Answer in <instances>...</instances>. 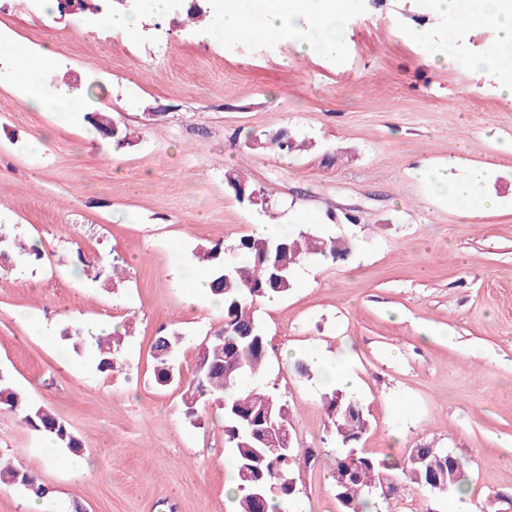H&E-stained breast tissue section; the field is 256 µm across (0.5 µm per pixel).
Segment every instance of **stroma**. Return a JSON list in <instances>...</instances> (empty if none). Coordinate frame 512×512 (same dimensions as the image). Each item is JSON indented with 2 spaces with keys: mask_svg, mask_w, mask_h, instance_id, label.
I'll list each match as a JSON object with an SVG mask.
<instances>
[{
  "mask_svg": "<svg viewBox=\"0 0 512 512\" xmlns=\"http://www.w3.org/2000/svg\"><path fill=\"white\" fill-rule=\"evenodd\" d=\"M138 32L93 14L46 12L42 0H0V40L57 54L43 81L84 89L129 142L91 136L0 88V224L44 259L0 258V370L83 441L86 472L68 449L0 408V456L36 476L65 512H232L224 414L209 402L183 415L200 344L223 310L189 304L180 284L192 251L232 244L263 224L355 239L346 260L301 265L296 283L255 314L269 342L264 381L288 404L295 466L291 512H338L320 375L293 356L351 350L370 427L357 445L401 461L411 448L448 449L466 467L476 512H512V102L499 73L479 81L437 65L410 37L446 22L419 0H360L335 55L302 57L288 43L201 41L187 16L140 14ZM280 131L306 151L259 148ZM485 170L490 211L451 208L434 182ZM243 170L265 207L239 202L227 175ZM120 260L119 278L89 267ZM60 326L128 324L119 366L99 372L71 343L48 342L27 315ZM187 342L178 383L153 378L159 332ZM378 512H444L399 470Z\"/></svg>",
  "mask_w": 512,
  "mask_h": 512,
  "instance_id": "stroma-1",
  "label": "stroma"
}]
</instances>
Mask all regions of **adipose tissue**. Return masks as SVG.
Instances as JSON below:
<instances>
[{
  "mask_svg": "<svg viewBox=\"0 0 512 512\" xmlns=\"http://www.w3.org/2000/svg\"><path fill=\"white\" fill-rule=\"evenodd\" d=\"M435 15L444 17L450 42L430 44L427 31L414 38L432 47L430 58L441 64L463 67L480 78L489 64L506 73L500 93L512 101V0H431ZM354 15V0H218L208 26L200 28L201 39L238 42L246 37L259 41L286 42L297 54L309 56L337 49ZM492 24L496 37L480 56H460L452 40L465 21L472 18ZM47 47L17 52L12 65L0 67V86L16 90L19 100L40 111H53L62 120L75 118L84 95L75 90L61 95L40 82L43 69L53 61Z\"/></svg>",
  "mask_w": 512,
  "mask_h": 512,
  "instance_id": "obj_1",
  "label": "adipose tissue"
}]
</instances>
